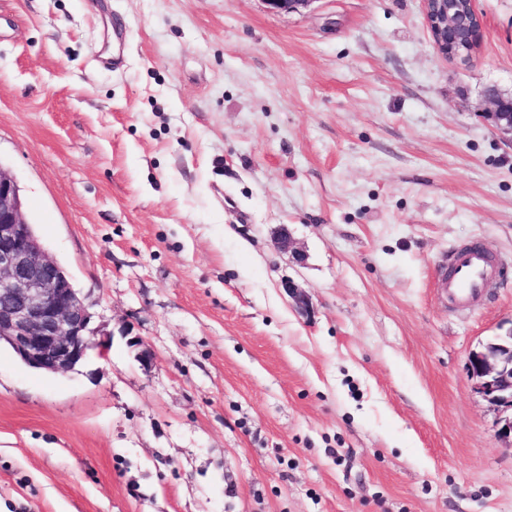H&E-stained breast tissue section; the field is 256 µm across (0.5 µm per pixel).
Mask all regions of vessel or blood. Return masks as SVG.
<instances>
[{
  "mask_svg": "<svg viewBox=\"0 0 512 512\" xmlns=\"http://www.w3.org/2000/svg\"><path fill=\"white\" fill-rule=\"evenodd\" d=\"M504 270V265L496 262L482 245L473 243L449 253L438 287L450 302L463 309L480 297Z\"/></svg>",
  "mask_w": 512,
  "mask_h": 512,
  "instance_id": "1",
  "label": "vessel or blood"
}]
</instances>
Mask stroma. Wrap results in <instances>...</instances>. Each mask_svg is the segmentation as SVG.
<instances>
[{
  "label": "stroma",
  "mask_w": 512,
  "mask_h": 512,
  "mask_svg": "<svg viewBox=\"0 0 512 512\" xmlns=\"http://www.w3.org/2000/svg\"><path fill=\"white\" fill-rule=\"evenodd\" d=\"M474 7L461 62L420 0H0V169L110 342L0 346V512H512L467 376L512 274L434 287L473 240L512 262V0ZM489 117L501 132L512 135V96L490 93Z\"/></svg>",
  "instance_id": "stroma-1"
}]
</instances>
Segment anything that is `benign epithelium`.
Instances as JSON below:
<instances>
[{
    "label": "benign epithelium",
    "instance_id": "obj_1",
    "mask_svg": "<svg viewBox=\"0 0 512 512\" xmlns=\"http://www.w3.org/2000/svg\"><path fill=\"white\" fill-rule=\"evenodd\" d=\"M273 12H297L312 0H264ZM425 23L438 54L468 61L480 44L482 21L473 0H422ZM489 117L512 135V96L490 94ZM283 250L298 253L288 227L275 238ZM91 316L69 274L45 251L16 181L0 169V343H7L27 366L57 373L72 369L88 351L104 354L106 340L91 341ZM474 389L487 402L512 409V329L470 353L467 365Z\"/></svg>",
    "mask_w": 512,
    "mask_h": 512
}]
</instances>
